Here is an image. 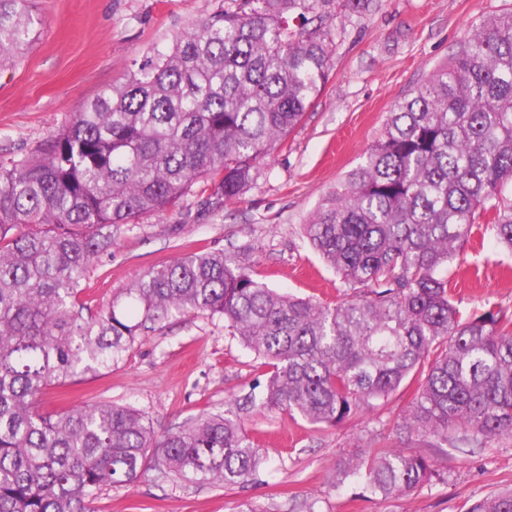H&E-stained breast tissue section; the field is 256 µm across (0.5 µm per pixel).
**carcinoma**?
Here are the masks:
<instances>
[{
  "mask_svg": "<svg viewBox=\"0 0 512 512\" xmlns=\"http://www.w3.org/2000/svg\"><path fill=\"white\" fill-rule=\"evenodd\" d=\"M373 2L219 0L35 153L0 157V512H95L97 491L150 463L187 483L253 482L267 456L237 402L159 439L127 405L37 408L47 387L111 368L146 323L176 313L224 318L268 361L246 398L256 410L336 427L408 383L396 431L446 442L460 428L475 445L512 437V313L465 315L451 290L481 221L512 251V11L469 31L393 105L365 161L304 225L353 298H296L210 251L139 275L95 315L82 298L112 230L188 196L218 212L252 188L328 81L334 13ZM40 24L31 0H0V58L27 48ZM436 476L430 455L376 448L336 485L386 498ZM468 512H512V493Z\"/></svg>",
  "mask_w": 512,
  "mask_h": 512,
  "instance_id": "cac0c4a2",
  "label": "carcinoma"
}]
</instances>
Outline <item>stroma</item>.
Masks as SVG:
<instances>
[{
	"label": "stroma",
	"mask_w": 512,
	"mask_h": 512,
	"mask_svg": "<svg viewBox=\"0 0 512 512\" xmlns=\"http://www.w3.org/2000/svg\"><path fill=\"white\" fill-rule=\"evenodd\" d=\"M42 18L27 50L0 68V156L35 152L73 112L123 81L133 59L163 46L213 10L218 0H33ZM512 10V0H376L369 11L331 25L335 67L321 95L261 167L234 205L200 217L186 201L121 228L109 252L82 282L94 308L144 271L180 254L207 250L244 257L269 287L325 302L347 289L312 249L303 226L329 191L363 163L390 107L408 96L482 20ZM455 277L453 297L472 312L487 305L512 311V253L473 234ZM269 367L224 328L222 317L188 313L149 326L122 360L97 377L50 386L42 411L103 402L128 405L156 436L226 400L244 399ZM413 394L400 389L334 428L298 416L247 408L241 416L269 456L247 486L187 485L147 469L128 484L100 490L94 512H466L485 496L512 489V439L479 447L450 431L433 453L443 481L407 495L363 497L336 486L343 461L393 445Z\"/></svg>",
	"instance_id": "1"
}]
</instances>
